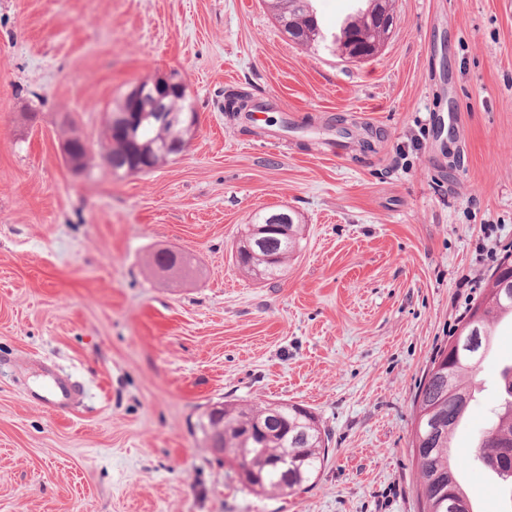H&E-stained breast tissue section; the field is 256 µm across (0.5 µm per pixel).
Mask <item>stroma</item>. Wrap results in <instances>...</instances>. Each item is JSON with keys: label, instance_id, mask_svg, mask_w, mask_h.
Returning a JSON list of instances; mask_svg holds the SVG:
<instances>
[{"label": "stroma", "instance_id": "obj_1", "mask_svg": "<svg viewBox=\"0 0 512 512\" xmlns=\"http://www.w3.org/2000/svg\"><path fill=\"white\" fill-rule=\"evenodd\" d=\"M313 6L315 51L265 0H0V512H420L414 395L512 253V0H395L363 62L330 38L359 0ZM175 70L187 148L112 174L106 113ZM229 91L258 121L225 114ZM338 116L354 140L336 155ZM66 118L91 175L62 159ZM266 210L295 212L302 241L256 280L236 252ZM159 250L195 274L153 276ZM41 362L76 406L39 403ZM510 365L512 321L452 441L476 512L505 505L477 446ZM226 398L312 411L331 438L318 478L242 490L196 427Z\"/></svg>", "mask_w": 512, "mask_h": 512}]
</instances>
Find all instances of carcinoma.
Returning a JSON list of instances; mask_svg holds the SVG:
<instances>
[{
  "label": "carcinoma",
  "instance_id": "1",
  "mask_svg": "<svg viewBox=\"0 0 512 512\" xmlns=\"http://www.w3.org/2000/svg\"><path fill=\"white\" fill-rule=\"evenodd\" d=\"M281 30L296 44L310 46L325 40L310 0H266ZM380 0H368L366 9L351 18L343 28L341 43L357 42L361 53H369L367 41L376 29V11ZM164 131L145 120L138 132L142 152L129 151L125 142L112 137V153L104 157L110 169L118 171L140 162L157 166L167 159L163 152ZM283 211L259 214L257 223L244 228L241 242L250 250L238 252L237 263L248 275L271 279L277 276L295 253L300 225L296 217ZM155 267L163 272L174 268L190 269V258L184 254L161 251L153 256ZM501 284L492 275V286L476 300L460 322L448 344L440 347L430 359L424 380L414 397L416 429L430 435L427 456H416L419 467L417 496L421 512H451L448 501L458 499L473 512L470 499L460 483L456 467L451 463L449 448L454 430L471 402L469 379L484 360L492 336V325L504 317L512 318V295H499ZM474 330L481 336L479 348L464 352L458 360L448 357V350L460 332ZM224 434L230 443L224 447V458H216L222 466L235 467L240 458L247 459L257 474L244 485L254 494L278 492L286 494L318 476L328 460L330 439L319 427L312 412L294 404L276 402L244 405L224 402ZM512 448V391L504 393L503 402L495 410V418L482 436L479 456L482 460Z\"/></svg>",
  "mask_w": 512,
  "mask_h": 512
}]
</instances>
